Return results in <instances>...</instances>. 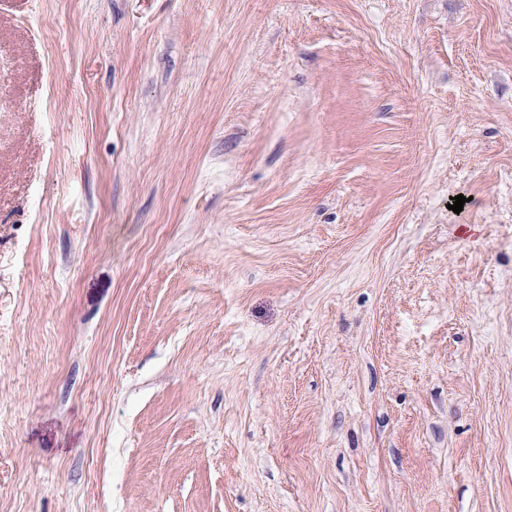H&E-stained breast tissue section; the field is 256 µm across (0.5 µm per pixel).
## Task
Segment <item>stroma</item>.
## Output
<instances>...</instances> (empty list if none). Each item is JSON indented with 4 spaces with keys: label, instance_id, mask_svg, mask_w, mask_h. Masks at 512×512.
Listing matches in <instances>:
<instances>
[{
    "label": "stroma",
    "instance_id": "obj_1",
    "mask_svg": "<svg viewBox=\"0 0 512 512\" xmlns=\"http://www.w3.org/2000/svg\"><path fill=\"white\" fill-rule=\"evenodd\" d=\"M0 512H512V0H0Z\"/></svg>",
    "mask_w": 512,
    "mask_h": 512
}]
</instances>
